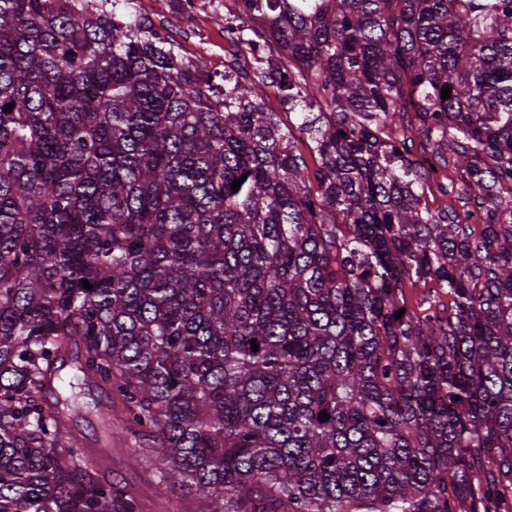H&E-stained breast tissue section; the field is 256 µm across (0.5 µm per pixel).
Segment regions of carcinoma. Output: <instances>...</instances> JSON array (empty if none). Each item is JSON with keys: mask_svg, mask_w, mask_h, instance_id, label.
Here are the masks:
<instances>
[{"mask_svg": "<svg viewBox=\"0 0 512 512\" xmlns=\"http://www.w3.org/2000/svg\"><path fill=\"white\" fill-rule=\"evenodd\" d=\"M132 2L0 0V512H144L117 445L158 512H512V0H241L222 86ZM446 156L448 157V167L443 169L442 176L438 181H431L425 185L424 198L432 213L436 214L442 209L448 208V212L455 211L463 217L466 208H463L457 195L451 191V185H457L460 179L454 165L455 154L448 149ZM441 185L446 187L448 192ZM156 467L142 459L134 447L112 448V478L133 484L146 503L153 498Z\"/></svg>", "mask_w": 512, "mask_h": 512, "instance_id": "cac0c4a2", "label": "carcinoma"}]
</instances>
